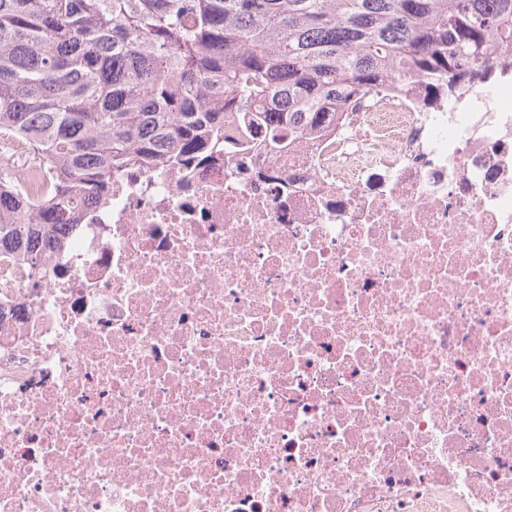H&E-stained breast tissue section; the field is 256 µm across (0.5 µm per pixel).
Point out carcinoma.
Returning <instances> with one entry per match:
<instances>
[{
    "label": "carcinoma",
    "instance_id": "1",
    "mask_svg": "<svg viewBox=\"0 0 512 512\" xmlns=\"http://www.w3.org/2000/svg\"><path fill=\"white\" fill-rule=\"evenodd\" d=\"M512 43V0H0V139L40 157V193L0 170V258L29 264L80 197L130 162L182 166L224 113L301 133L389 78L470 73Z\"/></svg>",
    "mask_w": 512,
    "mask_h": 512
}]
</instances>
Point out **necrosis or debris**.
<instances>
[{"instance_id": "necrosis-or-debris-1", "label": "necrosis or debris", "mask_w": 512, "mask_h": 512, "mask_svg": "<svg viewBox=\"0 0 512 512\" xmlns=\"http://www.w3.org/2000/svg\"><path fill=\"white\" fill-rule=\"evenodd\" d=\"M56 239L0 260V512H512L511 48Z\"/></svg>"}]
</instances>
